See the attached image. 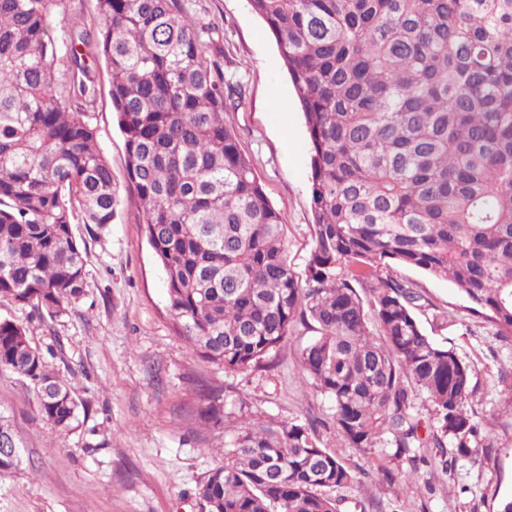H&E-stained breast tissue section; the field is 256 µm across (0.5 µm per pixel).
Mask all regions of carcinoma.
I'll use <instances>...</instances> for the list:
<instances>
[{
    "instance_id": "carcinoma-1",
    "label": "carcinoma",
    "mask_w": 512,
    "mask_h": 512,
    "mask_svg": "<svg viewBox=\"0 0 512 512\" xmlns=\"http://www.w3.org/2000/svg\"><path fill=\"white\" fill-rule=\"evenodd\" d=\"M49 0H0V298L42 322L85 295L75 223L104 229L119 206L86 105L103 57L141 225L167 276L175 328L226 371L267 360L300 325L299 372L331 402L339 435L395 448L391 484L469 453L479 434L470 366L428 336L398 263L451 280L469 311L512 338V0H249L268 25L310 140L313 250L288 263L283 217L224 112V51L188 0H98L94 31L57 52ZM65 73V79L57 74ZM27 325L0 319V373L22 377L60 432L84 404ZM426 394L431 423L412 413ZM214 427L250 408L202 388ZM359 473L322 446L315 420L244 423L201 482V512H339L324 489Z\"/></svg>"
}]
</instances>
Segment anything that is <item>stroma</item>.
Masks as SVG:
<instances>
[{"label":"stroma","mask_w":512,"mask_h":512,"mask_svg":"<svg viewBox=\"0 0 512 512\" xmlns=\"http://www.w3.org/2000/svg\"><path fill=\"white\" fill-rule=\"evenodd\" d=\"M49 11L62 53L69 29L100 23L97 0H51ZM192 15L218 28L224 71L245 87L244 105L224 120L281 212L288 260L303 272L313 249L309 135L276 41L247 0H193ZM89 65L96 96L88 119L112 167L115 219L102 230L73 227L88 275L86 295L68 315L47 325L0 299V319L26 322L40 347L62 346L52 365L86 411L74 430L57 433L25 382L0 374V414L11 420L21 454L17 469L0 474V512H200L196 487L222 463L224 446L223 428L204 426L197 415L203 383L241 390L258 421L317 418L322 445L363 473L360 484L334 491L342 512H497L512 495V340L495 336L447 279L392 266L428 300L417 312L426 333L470 365L481 427L468 455L446 448L447 470L423 466L410 484H389L391 459L349 447L329 401L301 376L304 333L266 364L239 372L205 361L177 335L165 272L137 222L110 74L103 58ZM438 311L443 319H435Z\"/></svg>","instance_id":"stroma-1"}]
</instances>
